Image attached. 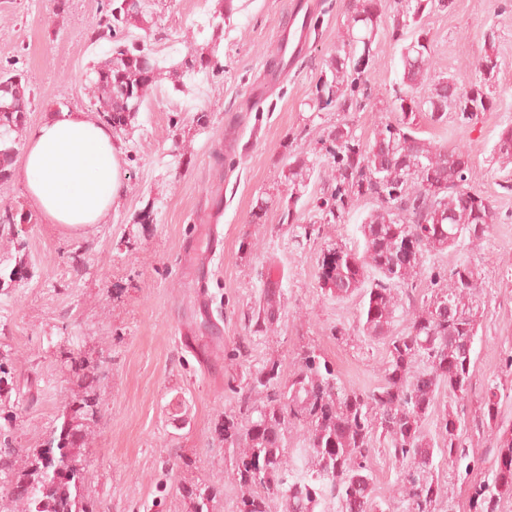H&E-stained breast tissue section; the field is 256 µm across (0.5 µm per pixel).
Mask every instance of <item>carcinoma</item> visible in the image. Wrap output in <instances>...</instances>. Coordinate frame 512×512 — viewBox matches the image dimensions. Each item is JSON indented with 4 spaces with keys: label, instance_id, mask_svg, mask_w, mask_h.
Here are the masks:
<instances>
[{
    "label": "carcinoma",
    "instance_id": "carcinoma-1",
    "mask_svg": "<svg viewBox=\"0 0 512 512\" xmlns=\"http://www.w3.org/2000/svg\"><path fill=\"white\" fill-rule=\"evenodd\" d=\"M163 0H108L97 39L111 43L108 58L95 64L87 80L97 90L96 111L114 131L126 129L146 106L149 92L171 74L173 90L190 93L188 82L202 74L209 81L223 74L221 44L224 24L237 11L234 0H217L208 20L210 38L202 51L185 55L171 71L145 47ZM387 0H348L346 23L336 49L308 102L313 112L362 110L370 98L364 80L363 57L373 60V44L387 34L400 44V85L412 91L429 82L428 116L441 123L453 104L465 120L487 111L491 98L482 83L459 86L451 76L430 74L432 45L416 32L424 14L442 8V0H404L391 26H382ZM143 34H134V30ZM419 100L404 95L393 103L395 118L376 125L373 138L358 137L346 123L332 126L322 150L332 169L331 182L316 198V220L301 223L298 205L317 173L306 153L288 163V198H262L251 223L261 224L271 207L281 220L308 239L321 225L339 224L356 204L370 197L377 202L358 225L363 249L332 246L318 260L319 287L341 300L359 297L358 325L362 333L384 341L385 360L380 383L368 390L339 383L334 368L308 350L288 381L280 362L269 360L250 372L237 406L224 413L219 436L232 459V477L241 491L234 512H271L280 501L282 512H379L373 497L370 458L381 443L402 467L397 495L406 512H438L442 485L435 477V459H448L452 473H469L470 459L463 437L464 422L453 404L472 389V357L481 305V272L468 260L449 269L427 271V258L465 242L482 239L499 220L489 198L472 191L470 148L452 149L418 136ZM32 106L31 82L23 73H0V181L8 180L16 153L10 133L22 125ZM493 153L502 164L512 163V126L501 131ZM429 274L431 295L418 300L413 283ZM279 292L267 289L251 316L249 332H266L274 323ZM408 299L412 310L402 331L394 329L396 312ZM449 305L455 313L444 317ZM82 371L83 395L53 437L54 445L28 450L24 459L11 449L0 454V499L17 512H94L81 494L87 461L83 453L85 422L98 405L89 366ZM448 391L452 404L438 408V396ZM498 394L487 387L481 402V423L496 431L497 466L491 479L470 487V512H500L512 496V426L497 422ZM436 415V436L424 431ZM305 429L297 456L287 455L288 428ZM183 494L194 512H212L219 495L202 483H183Z\"/></svg>",
    "mask_w": 512,
    "mask_h": 512
}]
</instances>
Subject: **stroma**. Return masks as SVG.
I'll use <instances>...</instances> for the list:
<instances>
[{"label":"stroma","instance_id":"obj_1","mask_svg":"<svg viewBox=\"0 0 512 512\" xmlns=\"http://www.w3.org/2000/svg\"><path fill=\"white\" fill-rule=\"evenodd\" d=\"M297 0H235L224 28V75L202 85L190 112H174L183 94L170 80L151 93L147 109L119 137L125 144L124 194L107 223L71 233L46 224L31 210L16 178L0 183V204L27 217L0 226V354L14 378L9 402L0 404V432L11 447H46L81 382L67 360L93 366L97 413L88 421V466L81 492L96 512H191L178 490L195 480L221 491L215 512H232L237 489L229 455L216 427L236 406L250 370L279 360L289 376L298 355L321 354L348 388L376 385L385 349L360 333L357 298L325 295L317 259L327 246L362 248L361 217L375 208L361 200L344 223L325 225L321 237L296 239L270 209L264 223L249 215L259 196L287 193L289 154L320 155L325 129L347 122L370 139L399 88L400 47L380 38L365 74L370 102L358 112H312L306 101L336 46L346 0H316L305 49L295 65L272 82L280 59L278 32L291 30ZM216 0H167L147 43L166 65L209 38L204 26ZM103 0H0V72L22 71L34 101L23 126L12 132L23 148L30 126L54 112L94 111L96 91L88 69L106 58L107 41L94 40ZM436 72L460 84L488 81L492 110L465 120L449 113L437 124L420 117L421 137L455 147L471 144L474 192L492 200L499 221L476 246L448 249L430 258L451 268L470 260L481 271L483 309L472 353L473 390L462 404L466 444L476 466L472 480L491 477L495 439L475 426L487 387L498 389L499 418L512 425V165L492 157L500 132L512 126V0H454L423 21ZM494 55L498 67L485 78L479 63ZM208 121L198 124L197 110ZM152 220L142 223L144 213ZM217 215L223 238L219 259L199 227ZM193 263L209 283L200 302ZM280 289L279 318L267 333L247 328V315L265 288ZM343 337H336V330ZM191 337L184 347L182 337ZM381 512H404L395 492L401 468L384 448L370 460Z\"/></svg>","mask_w":512,"mask_h":512}]
</instances>
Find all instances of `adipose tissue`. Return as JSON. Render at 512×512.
<instances>
[{
    "label": "adipose tissue",
    "mask_w": 512,
    "mask_h": 512,
    "mask_svg": "<svg viewBox=\"0 0 512 512\" xmlns=\"http://www.w3.org/2000/svg\"><path fill=\"white\" fill-rule=\"evenodd\" d=\"M124 145L94 113L65 110L28 131L14 164L44 223L80 230L106 223L122 196Z\"/></svg>",
    "instance_id": "1"
}]
</instances>
